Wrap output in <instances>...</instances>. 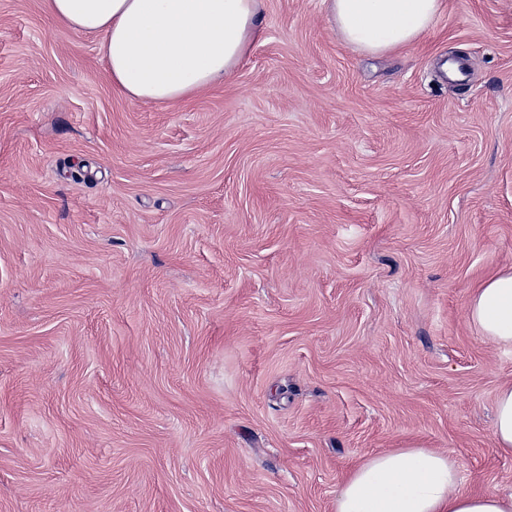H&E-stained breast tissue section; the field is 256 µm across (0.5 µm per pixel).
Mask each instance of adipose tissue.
<instances>
[{"instance_id": "ef3b65f1", "label": "adipose tissue", "mask_w": 512, "mask_h": 512, "mask_svg": "<svg viewBox=\"0 0 512 512\" xmlns=\"http://www.w3.org/2000/svg\"><path fill=\"white\" fill-rule=\"evenodd\" d=\"M346 46L382 55L419 41L445 0H326ZM80 34H98L115 90L160 104L188 100L230 76L262 34L258 0H43ZM467 318L479 336L512 348V268L477 284ZM335 512H512V495L461 489L455 461L420 446L368 458L342 482Z\"/></svg>"}]
</instances>
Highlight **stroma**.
Returning <instances> with one entry per match:
<instances>
[{
    "label": "stroma",
    "mask_w": 512,
    "mask_h": 512,
    "mask_svg": "<svg viewBox=\"0 0 512 512\" xmlns=\"http://www.w3.org/2000/svg\"><path fill=\"white\" fill-rule=\"evenodd\" d=\"M369 56L322 0L184 105L0 0V512H335L411 445L512 493V349L466 318L512 266V0ZM493 436L498 448L512 452V384L501 385L497 391Z\"/></svg>",
    "instance_id": "1"
}]
</instances>
